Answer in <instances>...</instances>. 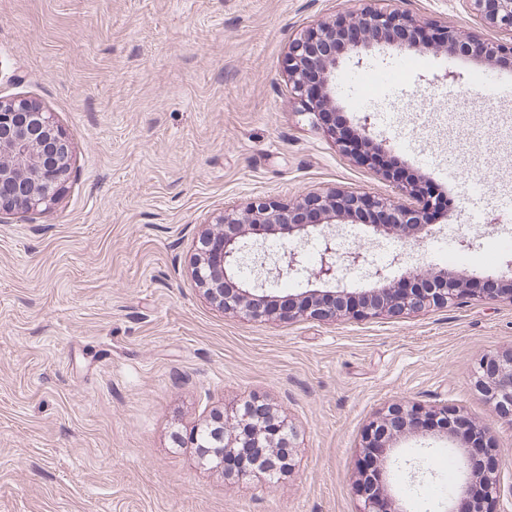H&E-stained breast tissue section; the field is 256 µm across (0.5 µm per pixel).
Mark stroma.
<instances>
[{
	"mask_svg": "<svg viewBox=\"0 0 512 512\" xmlns=\"http://www.w3.org/2000/svg\"><path fill=\"white\" fill-rule=\"evenodd\" d=\"M364 8L399 9L461 36L501 40L462 0H0V97L51 112L73 147L61 200L0 217V512H360L355 462L368 421L410 400L448 405L489 430L503 459L498 512H512V422L474 380L512 347V301L464 295L403 317L248 323L191 276L225 209L352 191L397 195L381 169L340 151L288 94L290 40ZM379 44L344 53L332 79L367 150L441 185L431 232L371 235L335 224L368 262L335 287L370 289L372 266L407 264L512 283V66L458 124L448 90L482 60L420 54L404 82L365 81L404 59ZM491 170L473 195L462 154ZM469 247H461L460 236ZM295 432L290 468L242 478L200 463L194 428L252 396ZM397 499L412 506L418 459L445 482V437L393 443Z\"/></svg>",
	"mask_w": 512,
	"mask_h": 512,
	"instance_id": "obj_1",
	"label": "stroma"
}]
</instances>
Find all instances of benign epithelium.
<instances>
[{
  "label": "benign epithelium",
  "instance_id": "1",
  "mask_svg": "<svg viewBox=\"0 0 512 512\" xmlns=\"http://www.w3.org/2000/svg\"><path fill=\"white\" fill-rule=\"evenodd\" d=\"M473 10L486 23L509 35L507 42L486 43L473 37H463L446 25L425 26L406 12L365 8L354 16L336 23L322 24L306 30L290 46L286 61L289 85L292 86L303 112L325 120L324 110L332 106L334 98L330 86L336 60V40L340 29L351 26L360 33L354 47H370L381 42L396 44L408 53L444 48L453 51L465 48L488 61L502 54L512 53V0H468ZM72 146L51 114L38 103L25 98H0V216L28 215L51 209L60 199L71 168ZM399 201L376 196L333 191L306 195L288 204L265 200L244 213L233 209L224 211L220 229L211 231L204 239L211 242L210 251L199 255L193 264L194 278L206 288L209 298L226 312H233L248 321H263L271 317L281 320L329 319L338 315L377 317L401 315L442 307L452 302L459 292L469 289L448 287V273L431 269H405L402 280L408 288L399 292L391 287L389 268L406 263L405 253L392 256L389 265L371 271L380 288L367 295L366 303L346 307L341 298L347 291L325 293L320 299L305 297L301 301L288 298L282 308L273 311L267 307V287L304 267L305 254L297 247L286 246L270 254L264 241L248 243L245 229L256 234L279 235L283 238L318 235L322 241L320 259L313 272L314 279L329 284L338 274L337 262L358 266L366 260L363 249H341L336 236L326 231V225L336 219L355 217L363 212L372 215L382 212L391 216L389 224H372L375 232L389 229L419 233L431 229L420 223L424 208L417 206L423 199L417 184H400ZM251 267L254 279L244 282L238 293L224 295V279L239 268ZM475 388L491 410L512 419V348L481 359L476 370ZM263 400L253 397L231 415L222 417L220 425H204L192 433V443L198 449L204 464H224V448H258L260 454L254 466L270 475L280 470L283 457L274 452L273 441L280 439L292 447L294 428L282 422L279 436L265 431ZM441 420V430L455 444L459 435L454 423L461 422L455 410L443 405L426 408L416 402L399 401L383 408L366 424L362 437V456L356 467L363 470L365 456L373 453L374 477L359 479L355 492L361 498L364 512H402L395 507L388 481L389 441L406 429L422 428V420ZM469 469L468 477L457 482L448 502V512H493L500 481L499 465L489 470L473 469L468 451L455 449Z\"/></svg>",
  "mask_w": 512,
  "mask_h": 512
}]
</instances>
